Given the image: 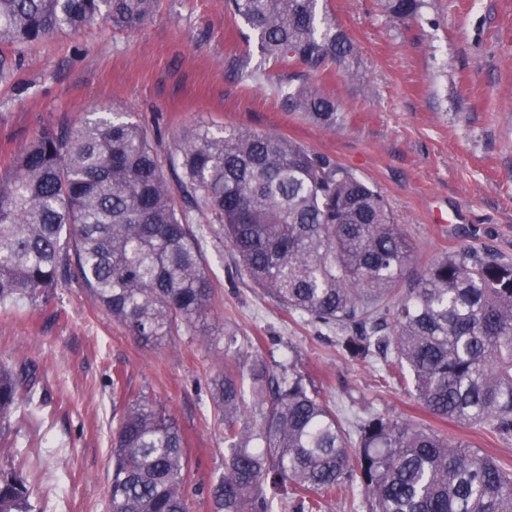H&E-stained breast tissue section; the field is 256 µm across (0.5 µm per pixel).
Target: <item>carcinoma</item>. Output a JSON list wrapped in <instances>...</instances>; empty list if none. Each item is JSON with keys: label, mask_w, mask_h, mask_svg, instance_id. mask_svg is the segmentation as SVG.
Segmentation results:
<instances>
[{"label": "carcinoma", "mask_w": 512, "mask_h": 512, "mask_svg": "<svg viewBox=\"0 0 512 512\" xmlns=\"http://www.w3.org/2000/svg\"><path fill=\"white\" fill-rule=\"evenodd\" d=\"M154 0H0V46L78 31L98 19L132 29ZM255 32L260 61L224 64L243 82L265 65L349 74L358 49L318 0H224ZM424 0H385L392 19ZM286 110L333 127L336 99L291 75ZM173 193L143 126L124 115L74 129L44 127L0 186V308L77 280L144 345L198 335L215 286L191 213L205 211L251 281L314 325L345 333L342 348L374 359L441 420L512 434V262L462 248L404 280L415 249L385 199L331 157L248 128L196 125L178 137ZM211 379L224 434V472L209 483L213 512H327L359 493L366 512H512V469L411 422L370 411L347 416L307 372L278 371L224 331ZM34 372L0 364V441L43 405ZM259 420L249 428L241 414ZM184 434L147 396L122 398L112 444L109 512H190ZM30 485L0 468V512H31Z\"/></svg>", "instance_id": "1"}]
</instances>
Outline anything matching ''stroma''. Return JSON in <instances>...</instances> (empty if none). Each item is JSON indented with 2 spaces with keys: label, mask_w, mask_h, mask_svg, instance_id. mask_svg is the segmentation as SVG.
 Here are the masks:
<instances>
[{
  "label": "stroma",
  "mask_w": 512,
  "mask_h": 512,
  "mask_svg": "<svg viewBox=\"0 0 512 512\" xmlns=\"http://www.w3.org/2000/svg\"><path fill=\"white\" fill-rule=\"evenodd\" d=\"M319 8L358 46L351 77L314 78L341 107L335 127L283 107L277 88L303 66L270 64L262 81L247 83L225 70L226 56L258 49L224 0H156L137 29L97 24L17 50L14 75L0 80V180L44 126L68 129L100 112L131 113L165 160L191 126L274 131L380 191L415 245L410 272L462 247L512 261V0H425L420 19L398 23L382 0H319ZM438 213L445 223H434ZM195 225L218 288L210 322L252 340L269 364L296 362L339 407L411 420L512 466V436L427 414L375 363L350 359L336 331L256 287L220 225L204 215ZM1 362L35 367L46 398L0 443V464L22 453L37 512H108L117 370L127 396H149L176 418L195 484L203 489L224 470L209 393L223 345L183 336L141 346L72 278L0 308Z\"/></svg>",
  "instance_id": "35a3bbf8"
}]
</instances>
